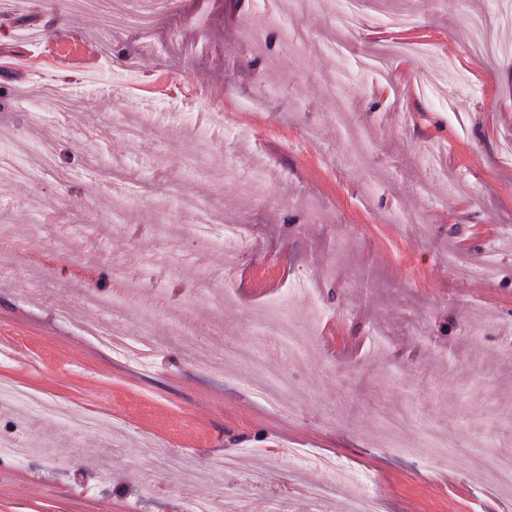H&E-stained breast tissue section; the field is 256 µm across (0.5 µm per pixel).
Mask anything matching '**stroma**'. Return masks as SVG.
<instances>
[{
	"mask_svg": "<svg viewBox=\"0 0 512 512\" xmlns=\"http://www.w3.org/2000/svg\"><path fill=\"white\" fill-rule=\"evenodd\" d=\"M337 0H279L265 37H245L264 22L261 0H104L100 10L72 0H11L0 8V43H21L32 26L74 30L96 45L94 82L81 65L52 73L71 94L39 135L18 145L2 139L22 128L46 97L38 78L0 74V155L19 168L41 155L37 178L0 181V196L52 204L42 224L0 209V233L54 255L31 302L27 271L0 279V380L32 390L45 405L65 401L112 420L108 435L65 429L50 415L29 428L38 454L0 460V512H180L171 450L195 454L205 468L249 453L271 462L247 512H345L366 484L382 512H511L487 489L481 454H512V355L498 347L512 334V54L488 60L464 47L466 22L483 16L487 36L512 43L500 0H360L354 31L340 26ZM150 13V30L130 15ZM406 12L408 30L384 28L383 14ZM419 44L422 65L391 59L378 81L363 60L385 45ZM350 79L324 94L341 70ZM224 108L221 125L207 121ZM370 136L349 157L346 128ZM238 158L229 169L226 158ZM130 192L121 223L110 220L116 194ZM205 205L214 223L255 226L246 256L211 249L216 277L207 296L197 270L175 266L170 251L196 247L183 198ZM99 221L91 236L55 252L59 225ZM167 223V241L152 228ZM469 252L498 248L495 283L448 266L460 243ZM161 255L158 274L172 315L204 328L202 339L170 336L169 323L145 296L115 302L120 325L154 323L167 348L146 365L115 354L61 322L56 300H75V317L97 318L82 293L109 295L108 260L137 265ZM98 264L90 283L76 264ZM307 285L295 287L296 277ZM290 293L292 325L309 335L305 352L279 360L296 400L283 416L252 388V367L234 355L264 348L283 325L267 305ZM477 323L470 334L461 327ZM423 325L426 337L415 334ZM448 437L454 467L427 459L431 431ZM350 471L333 499L313 504L292 491L296 471L321 479V457ZM158 475L151 496L141 476Z\"/></svg>",
	"mask_w": 512,
	"mask_h": 512,
	"instance_id": "35a3bbf8",
	"label": "stroma"
}]
</instances>
